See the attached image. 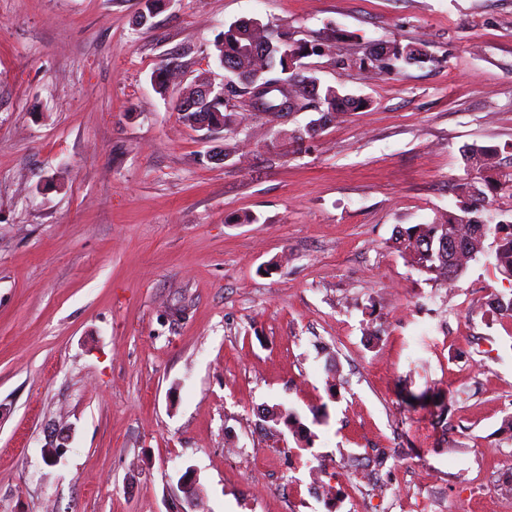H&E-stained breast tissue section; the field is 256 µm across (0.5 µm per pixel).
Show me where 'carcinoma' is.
<instances>
[{
    "instance_id": "carcinoma-1",
    "label": "carcinoma",
    "mask_w": 512,
    "mask_h": 512,
    "mask_svg": "<svg viewBox=\"0 0 512 512\" xmlns=\"http://www.w3.org/2000/svg\"><path fill=\"white\" fill-rule=\"evenodd\" d=\"M339 40L333 32L311 41L296 39L250 19L229 24L215 44L217 59L224 64L227 91L211 106L214 129L232 135L240 131L242 117L232 101L251 98V87L259 81L289 82L292 103L288 113L315 112L328 123L365 106L366 101L322 84L304 66L303 59L321 54L325 46ZM414 53L419 54L418 63L430 61L421 48L394 41L378 51L371 50L360 64L376 75H393L399 73L400 66L409 64ZM174 73L169 64L160 65L155 78L159 93H167ZM496 156L494 146L466 147L463 157L476 173L457 187L459 212L442 214L429 224H415L401 234L404 251L412 262L444 286L455 284L468 261L486 253L490 237L496 244L492 251L494 267L505 278H512V224H487L483 217L488 194L512 183V173H499Z\"/></svg>"
}]
</instances>
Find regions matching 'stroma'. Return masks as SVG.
Here are the masks:
<instances>
[{"instance_id":"1","label":"stroma","mask_w":512,"mask_h":512,"mask_svg":"<svg viewBox=\"0 0 512 512\" xmlns=\"http://www.w3.org/2000/svg\"><path fill=\"white\" fill-rule=\"evenodd\" d=\"M143 9L0 0V512H330L289 483L300 440L272 407L313 452H386L389 512L428 469L436 512H512V315L485 311L512 280L480 255L450 299L397 242L455 210L463 146L512 172V0ZM241 19L336 30L306 63L370 107L302 142L308 112L182 124L154 71L223 82L214 44ZM394 40L432 62L360 68ZM425 391L443 407L408 402Z\"/></svg>"}]
</instances>
